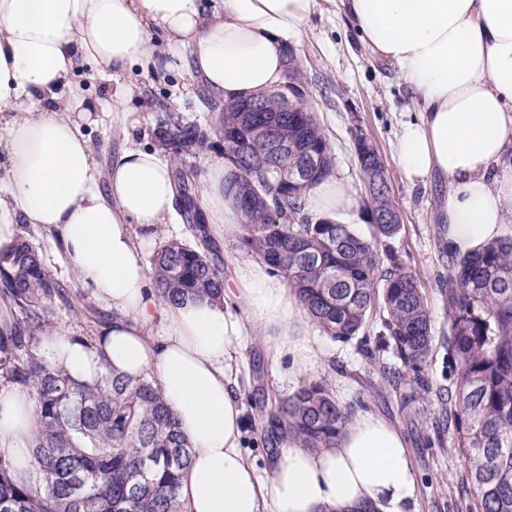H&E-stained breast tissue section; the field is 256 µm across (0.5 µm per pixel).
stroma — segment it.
<instances>
[{"label":"stroma","instance_id":"1","mask_svg":"<svg viewBox=\"0 0 512 512\" xmlns=\"http://www.w3.org/2000/svg\"><path fill=\"white\" fill-rule=\"evenodd\" d=\"M295 52L303 68L302 103L315 113L331 147L335 175L350 189L357 202L353 224L368 233L361 215L366 211V192L355 157V137L364 135L375 145L385 169L389 189L401 215V230L392 246L398 259L417 277L432 319L434 341L424 374L429 382L424 414L403 409L400 395L413 378L403 368V382L388 385L382 378L380 360L367 358L357 342L347 344L324 340L333 354L329 369L316 373L327 381L337 400L352 409L380 412L393 419L401 431L413 461L418 512H467L473 503L455 446V434L441 424L438 413L452 382L448 378V247L435 222L442 189L438 183L413 185L407 182L395 162L396 146L404 122L416 114L409 92L394 68L374 60L355 29L341 11L338 0H320L303 29ZM142 95L134 101L138 125L136 140L154 145L152 134L158 105L179 116L182 122L209 126L214 122L213 98L206 87L182 65H175L165 78L137 74ZM44 260L56 278L71 287V306L58 308L54 328L60 332L86 334L96 329L97 317L88 312L95 298L76 284L50 239L35 233ZM234 342L242 361L234 374L244 411L242 447L261 475H269L274 449L263 427L271 403L297 388L299 378L279 376L271 363L263 331L245 323Z\"/></svg>","mask_w":512,"mask_h":512}]
</instances>
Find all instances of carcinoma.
<instances>
[{
	"label": "carcinoma",
	"mask_w": 512,
	"mask_h": 512,
	"mask_svg": "<svg viewBox=\"0 0 512 512\" xmlns=\"http://www.w3.org/2000/svg\"><path fill=\"white\" fill-rule=\"evenodd\" d=\"M265 103L266 112H237L241 102L226 104L216 131L232 166L225 190L243 216L240 244L288 280L322 334L343 343L356 339L371 358L390 353L395 364L382 366L388 383L401 382V368H412L407 407L428 389L423 366L433 334L420 283L390 244L400 225L385 223L370 199L368 237L351 224L309 214L302 196L334 174L331 146L313 113L279 112L273 98ZM260 120L269 123L270 135L258 132ZM155 122L156 139L176 154L202 148L209 138L169 112L156 113ZM271 136L288 149L272 154ZM311 155L322 157L320 169L306 168ZM268 156L273 167L295 176L264 186L267 203L251 205L246 177ZM357 164L363 181L387 193L383 171L371 158L359 153ZM193 177L191 170L176 173L181 211L195 235L201 214ZM152 273L159 296L174 304L224 296L220 250L211 242H166L153 255ZM70 299L31 236L0 250V300L11 316L7 331H0V377L27 390L35 403L31 467L39 477L34 490L0 466V512H186L180 489L192 456L161 390L148 381L133 385L110 370L92 382L78 381L40 355L55 305L68 306ZM447 299L448 369L456 381L441 415L457 435L475 492L469 512H512V236L474 253H452ZM372 333L375 350L367 348ZM350 413L327 382H304L275 399L266 437L270 444L289 436L322 448Z\"/></svg>",
	"instance_id": "cac0c4a2"
}]
</instances>
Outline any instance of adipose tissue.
Returning a JSON list of instances; mask_svg holds the SVG:
<instances>
[{
    "mask_svg": "<svg viewBox=\"0 0 512 512\" xmlns=\"http://www.w3.org/2000/svg\"><path fill=\"white\" fill-rule=\"evenodd\" d=\"M368 52L396 70L420 112L404 124L396 162L413 184L447 188L438 221L449 250L500 233L512 206V0H341ZM317 0H0V249L32 228L59 241L68 268L112 312L88 346L53 334L40 347L78 380L105 370L160 387L192 455L187 512H417L413 463L396 424L359 410L328 447L284 438L269 477L242 450V404L230 377L233 343L251 320L289 376L324 371L331 355L287 281L260 259L237 262L220 302L162 301L149 281L145 234L176 223L171 157L135 140L134 72L161 75L168 53L217 98L286 91V50ZM90 68L110 85L107 108L74 84ZM122 131L106 189L83 128ZM224 160L206 164L204 220L238 235ZM306 210L347 221L355 201L336 177L309 188ZM241 305L244 315L232 312ZM34 405L0 378V466L37 486L29 466Z\"/></svg>",
    "mask_w": 512,
    "mask_h": 512,
    "instance_id": "obj_1",
    "label": "adipose tissue"
}]
</instances>
